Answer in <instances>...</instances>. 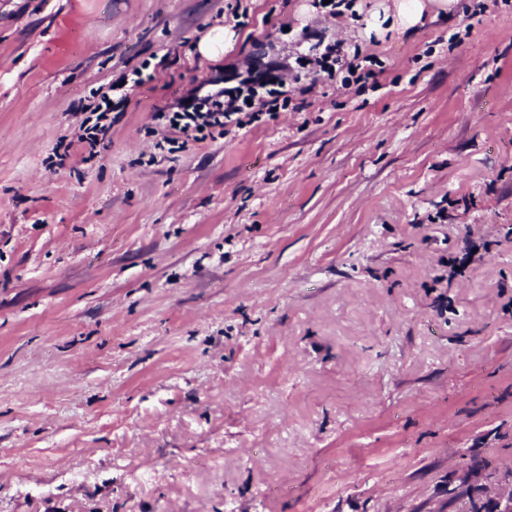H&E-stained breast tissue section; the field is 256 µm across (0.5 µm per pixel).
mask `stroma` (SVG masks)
I'll return each instance as SVG.
<instances>
[{"instance_id": "stroma-1", "label": "stroma", "mask_w": 512, "mask_h": 512, "mask_svg": "<svg viewBox=\"0 0 512 512\" xmlns=\"http://www.w3.org/2000/svg\"><path fill=\"white\" fill-rule=\"evenodd\" d=\"M386 5L0 0V512L512 487V0L367 34ZM258 60L285 108L169 125ZM233 35L224 28H214L197 45V53L210 61H219L232 46ZM334 54L336 55L335 57H333ZM358 54V52H355L353 61L358 58ZM353 61H347L346 55H341V50L336 47L335 50L325 48V52L318 57L317 63H319L321 68L331 76H333V72L335 71V65L338 67V69H336V73L346 67L347 72L352 76L359 68V65H355Z\"/></svg>"}]
</instances>
